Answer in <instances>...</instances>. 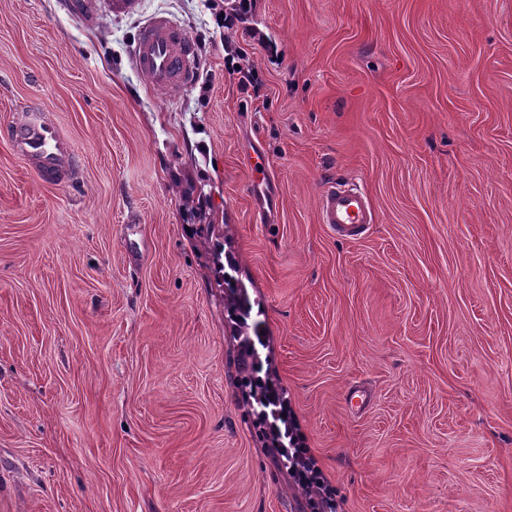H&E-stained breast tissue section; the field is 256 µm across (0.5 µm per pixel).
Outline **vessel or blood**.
<instances>
[{"label":"vessel or blood","instance_id":"obj_1","mask_svg":"<svg viewBox=\"0 0 512 512\" xmlns=\"http://www.w3.org/2000/svg\"><path fill=\"white\" fill-rule=\"evenodd\" d=\"M134 60L150 84L172 97L190 87L195 78L194 42L164 17L153 18L141 29ZM8 137L41 181L65 186L75 180L76 150L49 114L36 106H26L10 126ZM250 192L254 208L265 223H276L278 211L269 207L263 181H253ZM320 218L337 236L352 240L375 221L368 196L356 186L328 188L321 198Z\"/></svg>","mask_w":512,"mask_h":512}]
</instances>
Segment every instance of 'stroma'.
Masks as SVG:
<instances>
[{
    "mask_svg": "<svg viewBox=\"0 0 512 512\" xmlns=\"http://www.w3.org/2000/svg\"><path fill=\"white\" fill-rule=\"evenodd\" d=\"M74 3L0 0V512H308L241 401L220 248L338 512H512V0ZM156 16L195 42L176 98L134 62ZM31 102L77 184L12 149ZM264 179L254 180L251 183L250 192L255 210L264 218L263 223L275 224L278 222V209L269 207L264 193ZM320 218L336 235L355 240L369 224H374V211L369 198L359 187L331 186L321 198Z\"/></svg>",
    "mask_w": 512,
    "mask_h": 512,
    "instance_id": "1",
    "label": "stroma"
}]
</instances>
